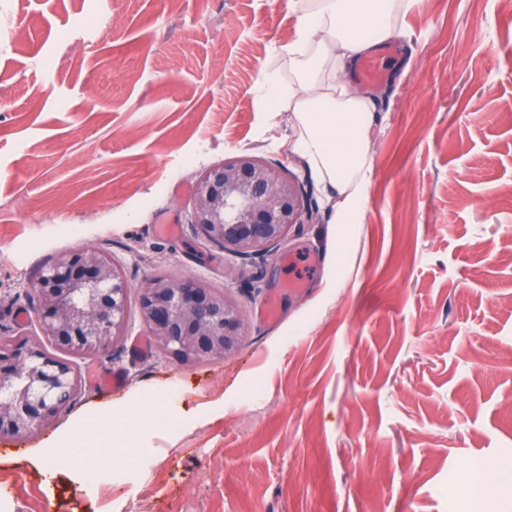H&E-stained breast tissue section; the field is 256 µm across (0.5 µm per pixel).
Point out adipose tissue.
I'll list each match as a JSON object with an SVG mask.
<instances>
[{"instance_id": "adipose-tissue-1", "label": "adipose tissue", "mask_w": 512, "mask_h": 512, "mask_svg": "<svg viewBox=\"0 0 512 512\" xmlns=\"http://www.w3.org/2000/svg\"><path fill=\"white\" fill-rule=\"evenodd\" d=\"M414 3L290 0L299 17L298 39L285 48L293 81L283 87L270 79L265 90L275 111L294 114L299 137L293 151L335 190L336 223H354L372 170V99L345 72L395 36Z\"/></svg>"}]
</instances>
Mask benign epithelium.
<instances>
[{
  "mask_svg": "<svg viewBox=\"0 0 512 512\" xmlns=\"http://www.w3.org/2000/svg\"><path fill=\"white\" fill-rule=\"evenodd\" d=\"M304 186L281 166L240 155L202 171L190 223L224 254L268 255L312 218ZM130 286L103 251L79 248L56 257L32 284L42 335L72 354L105 353L124 335ZM140 309L157 346L179 360H224L246 337L245 316L230 289L169 274L151 277ZM79 370L36 341L0 342V434L29 436L50 424L78 393Z\"/></svg>",
  "mask_w": 512,
  "mask_h": 512,
  "instance_id": "1",
  "label": "benign epithelium"
}]
</instances>
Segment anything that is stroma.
Segmentation results:
<instances>
[{
	"instance_id": "obj_1",
	"label": "stroma",
	"mask_w": 512,
	"mask_h": 512,
	"mask_svg": "<svg viewBox=\"0 0 512 512\" xmlns=\"http://www.w3.org/2000/svg\"><path fill=\"white\" fill-rule=\"evenodd\" d=\"M288 2L0 0V337L39 338L30 287L59 254L98 248L131 286L112 352L70 357L76 400L37 434L0 435V512H500L471 488L512 459V12L418 0L368 88L359 221L336 224L288 150L291 113L265 108L297 39ZM244 153L284 165L315 208L250 260L189 222L199 173ZM159 273L231 288L243 346L133 357ZM92 368L123 387L101 392ZM102 410L111 431L74 447L101 482L64 465L46 479L32 454Z\"/></svg>"
}]
</instances>
